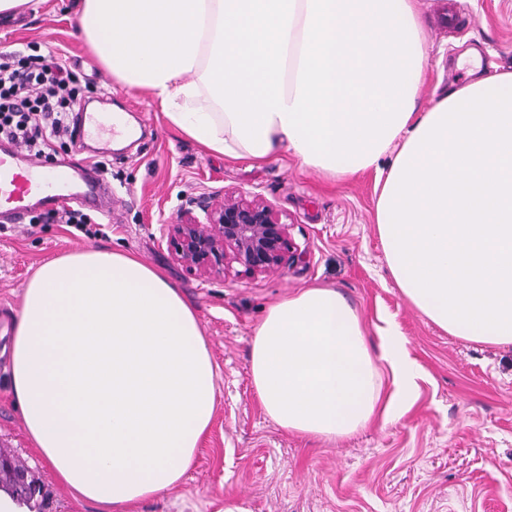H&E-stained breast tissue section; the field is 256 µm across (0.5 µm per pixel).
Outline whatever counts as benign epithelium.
Instances as JSON below:
<instances>
[{"mask_svg":"<svg viewBox=\"0 0 512 512\" xmlns=\"http://www.w3.org/2000/svg\"><path fill=\"white\" fill-rule=\"evenodd\" d=\"M162 236L174 260L204 278L270 273L294 259L288 224L257 195L203 197L163 225Z\"/></svg>","mask_w":512,"mask_h":512,"instance_id":"benign-epithelium-1","label":"benign epithelium"}]
</instances>
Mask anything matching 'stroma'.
I'll return each mask as SVG.
<instances>
[{"instance_id":"35a3bbf8","label":"stroma","mask_w":512,"mask_h":512,"mask_svg":"<svg viewBox=\"0 0 512 512\" xmlns=\"http://www.w3.org/2000/svg\"><path fill=\"white\" fill-rule=\"evenodd\" d=\"M436 65L429 103L473 73L512 70V0H418ZM75 0H39L0 17V51L38 45L82 72L86 101L128 111L137 139L100 156L115 204L98 235L45 216L0 224V303L17 310L46 259L105 245L162 270L194 307L218 374L212 425L181 485L133 512H512V345L449 335L410 306L390 276L374 221L375 176L332 181L290 157L255 164L209 154L165 129L149 92L120 85L89 51ZM256 194L288 224L293 262L255 277L206 279L171 257L162 226L194 200ZM319 284L361 312L370 336L394 323L420 367L415 402L387 422L328 443L285 432L263 413L250 380L254 328L285 294ZM8 336L0 332V452L42 488L41 512H101L59 484L34 448L9 389Z\"/></svg>"}]
</instances>
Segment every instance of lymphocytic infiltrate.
Segmentation results:
<instances>
[{
  "label": "lymphocytic infiltrate",
  "instance_id": "1",
  "mask_svg": "<svg viewBox=\"0 0 512 512\" xmlns=\"http://www.w3.org/2000/svg\"><path fill=\"white\" fill-rule=\"evenodd\" d=\"M82 99L80 76L57 57L0 52V138L42 155L50 140L66 139Z\"/></svg>",
  "mask_w": 512,
  "mask_h": 512
}]
</instances>
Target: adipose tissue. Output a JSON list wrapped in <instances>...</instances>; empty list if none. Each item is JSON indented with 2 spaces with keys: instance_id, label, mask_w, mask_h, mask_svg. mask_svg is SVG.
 I'll list each match as a JSON object with an SVG mask.
<instances>
[{
  "instance_id": "ef3b65f1",
  "label": "adipose tissue",
  "mask_w": 512,
  "mask_h": 512,
  "mask_svg": "<svg viewBox=\"0 0 512 512\" xmlns=\"http://www.w3.org/2000/svg\"><path fill=\"white\" fill-rule=\"evenodd\" d=\"M113 78L149 91L206 152L289 155L331 180L375 171V224L404 299L448 334L512 345V72L422 105L417 0H77ZM388 166H381L382 158ZM10 386L58 481L104 512L176 488L214 419L217 372L194 308L139 256L88 247L44 261L10 336ZM250 378L284 431L336 442L420 377L387 324L372 346L335 288L270 305Z\"/></svg>"
}]
</instances>
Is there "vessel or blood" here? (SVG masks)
<instances>
[{
	"instance_id": "vessel-or-blood-1",
	"label": "vessel or blood",
	"mask_w": 512,
	"mask_h": 512,
	"mask_svg": "<svg viewBox=\"0 0 512 512\" xmlns=\"http://www.w3.org/2000/svg\"><path fill=\"white\" fill-rule=\"evenodd\" d=\"M71 130L76 147L105 131L107 123L99 112L79 107L72 114ZM108 187L98 167L61 159L52 169L16 145L0 143V223L20 224L33 211L59 208H88L102 201Z\"/></svg>"
}]
</instances>
